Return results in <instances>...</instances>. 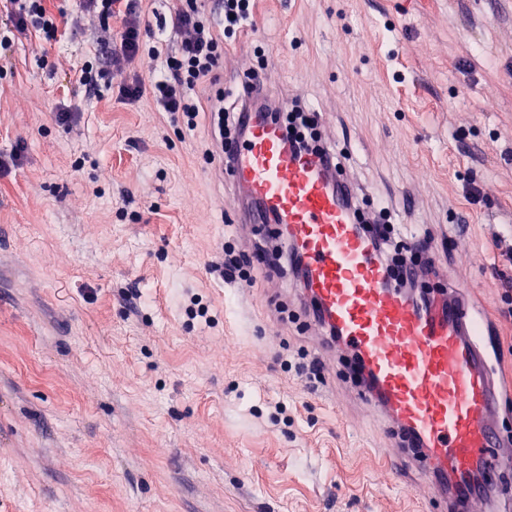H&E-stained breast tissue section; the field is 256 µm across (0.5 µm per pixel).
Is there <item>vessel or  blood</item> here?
<instances>
[{"label":"vessel or blood","instance_id":"b4317fda","mask_svg":"<svg viewBox=\"0 0 512 512\" xmlns=\"http://www.w3.org/2000/svg\"><path fill=\"white\" fill-rule=\"evenodd\" d=\"M230 177L302 254L323 324L363 364L365 400L416 438L411 459L429 478L430 501L489 512L486 490L457 492L477 468L512 465V434L500 424L507 400L487 366L481 315L456 300L425 311L393 288L325 161L292 153L278 125L250 120Z\"/></svg>","mask_w":512,"mask_h":512}]
</instances>
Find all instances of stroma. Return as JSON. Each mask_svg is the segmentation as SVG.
<instances>
[{
    "mask_svg": "<svg viewBox=\"0 0 512 512\" xmlns=\"http://www.w3.org/2000/svg\"><path fill=\"white\" fill-rule=\"evenodd\" d=\"M48 6L55 41L15 35L0 64V512H438L346 357L300 374L323 339L295 282L225 281L226 252L272 227L239 236L206 128L107 78L86 94L83 4ZM252 6L229 52L267 62L359 197L431 239L511 377L512 0Z\"/></svg>",
    "mask_w": 512,
    "mask_h": 512,
    "instance_id": "stroma-1",
    "label": "stroma"
}]
</instances>
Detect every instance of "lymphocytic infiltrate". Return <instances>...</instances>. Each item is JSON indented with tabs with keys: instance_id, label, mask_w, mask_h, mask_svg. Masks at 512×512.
<instances>
[{
	"instance_id": "lymphocytic-infiltrate-1",
	"label": "lymphocytic infiltrate",
	"mask_w": 512,
	"mask_h": 512,
	"mask_svg": "<svg viewBox=\"0 0 512 512\" xmlns=\"http://www.w3.org/2000/svg\"><path fill=\"white\" fill-rule=\"evenodd\" d=\"M0 7L7 17L5 31L0 34V51L11 48L12 33H34L50 40L58 30L45 0H0ZM83 8L91 22L89 33L107 50L106 67L118 78L117 99L150 100L161 111L185 115L191 128L200 113H207L208 158L229 166L236 147L244 140L248 114L256 112L278 120L280 103L260 75H251L243 93L232 98L213 89L216 73L226 58L224 35L245 27L251 16L250 0H174L170 38L162 46L148 49L143 46L147 24L142 0H83ZM160 58L165 65L159 73L154 62ZM362 229L374 255L389 271L393 286L412 294L420 308H428L432 297L420 291L418 281L407 271L420 266L435 273L436 255L430 242L407 240L399 228L379 222L363 224ZM258 263L295 281L304 279L298 250L280 246L269 257L230 258L224 265V277L236 280Z\"/></svg>"
}]
</instances>
